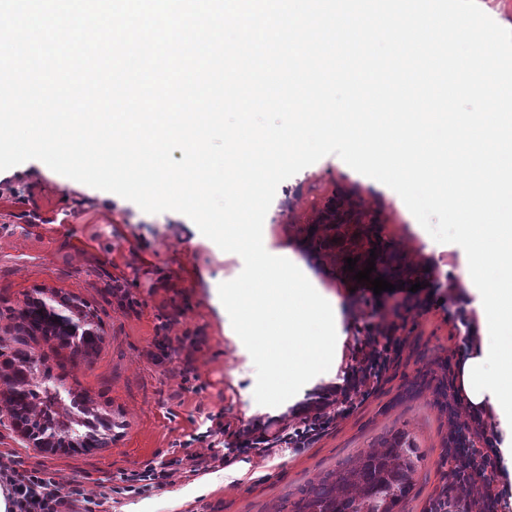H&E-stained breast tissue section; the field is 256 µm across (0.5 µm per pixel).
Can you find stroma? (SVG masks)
<instances>
[{
  "label": "stroma",
  "instance_id": "obj_1",
  "mask_svg": "<svg viewBox=\"0 0 512 512\" xmlns=\"http://www.w3.org/2000/svg\"><path fill=\"white\" fill-rule=\"evenodd\" d=\"M345 162L328 155L283 181L266 214L273 245L288 242L315 278L338 297L345 338L330 379L309 381L277 407L252 409V358L235 333L218 294L236 278L242 258L221 250L184 214L147 213L123 197L57 174L37 162L0 179V339L15 334L11 312L35 293L70 294L96 315L103 339L96 353L73 360L69 349L28 342L62 389L86 393L122 428L101 450L42 454L29 447L9 418L0 419V449L25 466L55 470L62 481L93 483L141 470L206 430L205 417L223 413L226 432L262 424L267 433L285 416L311 407L333 385L344 418L303 448H276L231 459L224 466L176 479L161 493L117 494L112 512H293L312 486L353 465L403 431L424 458L412 476L404 512H427L446 481L448 415L438 405L440 362L456 374L469 350L459 324L465 317L450 288L451 273L468 261L453 243L436 242L395 195L350 179ZM374 247L392 266L391 290L355 288L346 253ZM120 282L126 297L115 296ZM395 322L407 343L380 383L355 392L373 326ZM197 339L195 350H172L163 363L157 327Z\"/></svg>",
  "mask_w": 512,
  "mask_h": 512
}]
</instances>
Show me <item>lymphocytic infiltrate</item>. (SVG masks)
Returning a JSON list of instances; mask_svg holds the SVG:
<instances>
[{"label":"lymphocytic infiltrate","instance_id":"lymphocytic-infiltrate-1","mask_svg":"<svg viewBox=\"0 0 512 512\" xmlns=\"http://www.w3.org/2000/svg\"><path fill=\"white\" fill-rule=\"evenodd\" d=\"M404 337L398 336L391 325H377L365 340L366 351L361 361V373L356 388H370L377 383L389 364L400 354ZM341 412L337 407L336 390L328 388L313 411L298 417L291 427L281 428L275 436H268L256 428L235 432L233 440H223L224 416L209 415L206 434L209 438L207 453H186L146 466L141 471L122 474L125 491L135 494L165 490L176 474L194 475L224 463L228 456L269 452L272 448H301L322 430L336 423ZM456 467L452 473L455 497L459 505L472 506L473 512H497L498 502L485 493L480 474H472L473 466L482 470L492 466L489 449L473 448L455 455ZM0 488L4 489L10 512H110L111 484L99 483L95 493H88L81 483L62 485L55 472L44 468L24 467L13 452L0 451Z\"/></svg>","mask_w":512,"mask_h":512}]
</instances>
